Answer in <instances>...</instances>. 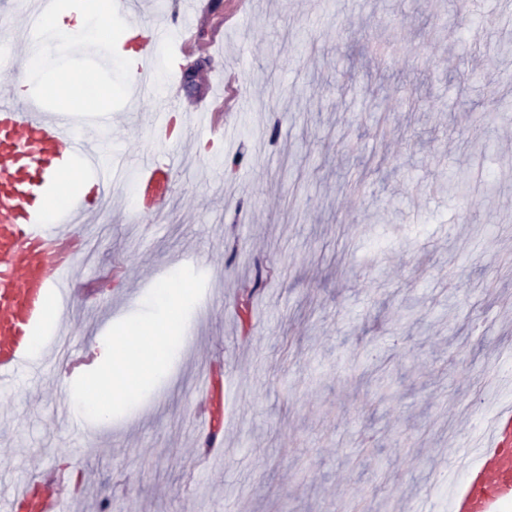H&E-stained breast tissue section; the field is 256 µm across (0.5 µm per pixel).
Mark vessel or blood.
<instances>
[{
	"instance_id": "vessel-or-blood-1",
	"label": "vessel or blood",
	"mask_w": 512,
	"mask_h": 512,
	"mask_svg": "<svg viewBox=\"0 0 512 512\" xmlns=\"http://www.w3.org/2000/svg\"><path fill=\"white\" fill-rule=\"evenodd\" d=\"M127 29L137 51L138 71H147L163 40L177 43L181 53L197 46L195 28L177 25L167 31H145L139 0H120ZM193 118L206 114L211 131L226 136L222 114L206 110L205 100L172 101L153 122L152 149L134 167V185L143 207L156 210L173 193L179 167L178 144L169 134L172 113ZM112 112L102 109L86 123L65 109L44 110L21 103L10 92L0 93V384L9 385L20 372L39 374L42 362L27 350L29 336L43 319L52 295H71V273L77 253V225L110 193L115 176L102 163V131L111 129ZM78 162L95 183L91 194L77 196L53 219H45L26 193L32 181L44 192L54 190L61 165ZM447 512H512V405L497 409L485 433L470 437L449 461ZM68 474L47 466L30 474L0 512H66L73 497Z\"/></svg>"
}]
</instances>
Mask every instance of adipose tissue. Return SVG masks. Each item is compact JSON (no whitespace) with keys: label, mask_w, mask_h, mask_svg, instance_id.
Wrapping results in <instances>:
<instances>
[{"label":"adipose tissue","mask_w":512,"mask_h":512,"mask_svg":"<svg viewBox=\"0 0 512 512\" xmlns=\"http://www.w3.org/2000/svg\"><path fill=\"white\" fill-rule=\"evenodd\" d=\"M109 28L110 8L105 4L92 12L76 13L70 21L60 13L49 15L40 27L37 45L27 56L28 82L42 83L45 74L51 73L55 79L51 84H46L50 94L75 95L84 92L89 83L85 73L71 72L58 67L59 52L63 49L73 51L86 46L100 51H111Z\"/></svg>","instance_id":"adipose-tissue-1"}]
</instances>
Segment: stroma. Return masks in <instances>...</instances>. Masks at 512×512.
<instances>
[{
  "mask_svg": "<svg viewBox=\"0 0 512 512\" xmlns=\"http://www.w3.org/2000/svg\"><path fill=\"white\" fill-rule=\"evenodd\" d=\"M234 16L206 44L199 96L223 88V149L186 125L172 200L132 223L115 186L78 254L73 352L195 253L206 287L182 361L137 406L78 433L59 401L73 377L44 352L39 375L0 396V500L53 464L83 494L73 512H430L448 460L506 402L512 372V9L504 0H209ZM22 0L0 83L24 78ZM112 59L61 65L111 83L104 151L151 148L153 114L185 97L189 56L122 80ZM495 113L493 122L483 113ZM466 189L448 195L449 179Z\"/></svg>",
  "mask_w": 512,
  "mask_h": 512,
  "instance_id": "1",
  "label": "stroma"
}]
</instances>
